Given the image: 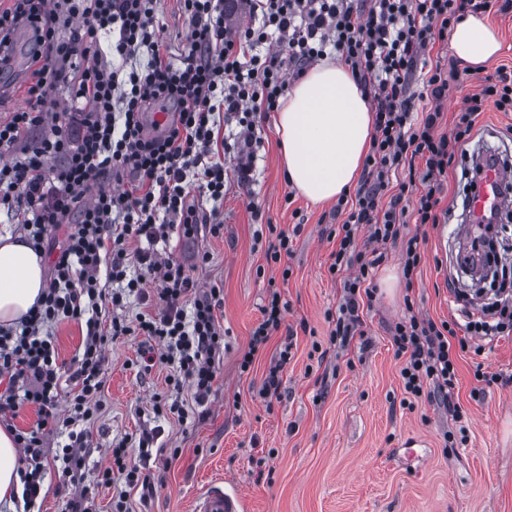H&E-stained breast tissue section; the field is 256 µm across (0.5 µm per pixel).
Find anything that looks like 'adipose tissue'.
Returning a JSON list of instances; mask_svg holds the SVG:
<instances>
[{"instance_id": "adipose-tissue-1", "label": "adipose tissue", "mask_w": 512, "mask_h": 512, "mask_svg": "<svg viewBox=\"0 0 512 512\" xmlns=\"http://www.w3.org/2000/svg\"><path fill=\"white\" fill-rule=\"evenodd\" d=\"M455 53L479 67L501 44L490 17L464 13L450 33ZM290 185L314 203L347 191L367 153L372 114L350 70L335 61L309 70L289 90L277 116ZM46 288L45 261L20 238L0 236V327L16 325ZM22 462L10 432L0 429V504H13Z\"/></svg>"}]
</instances>
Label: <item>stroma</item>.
<instances>
[{
	"label": "stroma",
	"instance_id": "35a3bbf8",
	"mask_svg": "<svg viewBox=\"0 0 512 512\" xmlns=\"http://www.w3.org/2000/svg\"><path fill=\"white\" fill-rule=\"evenodd\" d=\"M494 20L502 48L482 70H469L446 44L425 54L428 65L458 73L440 132L450 130L484 76L500 66L512 68V12L495 14ZM158 21L171 56L183 55L188 22L181 0H160ZM33 48V31L19 28L12 37L13 62L0 70V119L25 105ZM275 123L272 112L256 117L258 145L248 181L232 171L226 176L223 235L174 238L167 246L186 261L199 251L211 255V263L193 275L201 287L224 290L218 318L227 348L208 417L161 423L163 440L180 448V457L145 461L131 448V464L144 466L155 485L149 500L131 494V512H193L200 490L214 483L238 489L247 512H512V336L460 359L455 398L467 440L451 449L443 435L456 432L455 422L426 399L405 393L402 362L390 337L405 314V297H412L416 311L440 322L455 309L449 287L471 289V277L454 266L457 227L466 221L457 194L460 171L450 173L443 186V203L451 208L447 223L422 230L410 221L403 229L407 237L426 233L413 286H406L402 275L401 244L388 245V259L374 277L377 294L363 311L365 340L329 348L320 358L312 344L327 343L326 316L342 297L339 281L328 272L336 244L325 231L343 218L333 204H313L294 194L282 172ZM476 128L512 159V112L486 103ZM268 224L295 233L286 266L266 260L268 243L259 233ZM285 268L291 274L277 290L289 310L251 370L240 373L238 359L269 296L268 276ZM138 343V337L127 336L106 349L103 408L91 426L89 473L106 466L105 450L113 441L152 425L151 398L166 389V369L137 375ZM287 344L292 358L282 373L281 397L268 408L257 391L271 360ZM479 371L509 381L488 385L476 380Z\"/></svg>",
	"mask_w": 512,
	"mask_h": 512
}]
</instances>
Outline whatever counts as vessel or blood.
Masks as SVG:
<instances>
[{
  "instance_id": "1",
  "label": "vessel or blood",
  "mask_w": 512,
  "mask_h": 512,
  "mask_svg": "<svg viewBox=\"0 0 512 512\" xmlns=\"http://www.w3.org/2000/svg\"><path fill=\"white\" fill-rule=\"evenodd\" d=\"M471 161L477 167V191L466 201L471 222L497 223L501 215L512 207V166L488 148L476 147ZM245 499L234 489L213 484L201 491L195 512H245Z\"/></svg>"
}]
</instances>
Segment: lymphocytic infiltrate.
I'll use <instances>...</instances> for the list:
<instances>
[{
  "instance_id": "f902f5d3",
  "label": "lymphocytic infiltrate",
  "mask_w": 512,
  "mask_h": 512,
  "mask_svg": "<svg viewBox=\"0 0 512 512\" xmlns=\"http://www.w3.org/2000/svg\"><path fill=\"white\" fill-rule=\"evenodd\" d=\"M252 19L228 27L224 0H183L189 48L180 61L163 50L156 21L157 0H11L0 9V67L4 47L21 25L32 28L26 106L0 121V208L21 224L27 243L53 255L49 282L39 301L13 328H0V422L10 423L27 405L36 406L34 428L14 440L26 463L20 480L25 505H34L45 467L44 431L62 425L68 441L59 450L62 474L74 489L70 512H93L84 485L86 425L102 406L105 348L140 337L135 366L147 374L168 367L166 393L155 394L156 417L178 422L205 420L204 411L224 357V329L217 311L222 288H200L183 261L163 256L156 245L171 234L193 239L218 236L224 224V155L233 157L240 178L254 158L255 117L274 112L291 80L315 62L333 56L346 64L370 96L373 133L354 196H340L346 212L331 227L330 274L339 276L342 299L329 332L330 344L348 345L361 334L362 308L371 303L387 244L402 242L401 264L413 282L422 261L420 236L403 237V219L438 224L447 217L443 182L464 154L485 101L512 112V71L498 68L466 100L450 132H439L443 105L457 75L435 68L418 96L409 85L421 57L448 41L464 10L486 11L491 0H234ZM430 108L414 112L415 99ZM171 113L164 126H151L152 112ZM236 124L234 143L223 128ZM130 187H123L124 178ZM120 183L117 191L102 182ZM426 192L411 193L416 183ZM213 206L200 207L195 189ZM65 227L61 244L50 229ZM114 286L105 292L104 283ZM156 285L157 312L123 313L125 298L146 297ZM460 316L441 323L413 313L397 322L391 339L402 358L406 394L426 398L455 422L463 413L454 399L458 362L470 339L488 343L512 334V301L496 300L471 310L462 294ZM286 309L278 292L261 308L239 362L248 372ZM64 319L84 321L86 333L76 367L62 373L47 329ZM65 412H58L61 390ZM189 392L197 413L181 394ZM98 485L116 487L114 512H127V489L141 498L154 493L148 475L128 463V443L108 449Z\"/></svg>"
}]
</instances>
